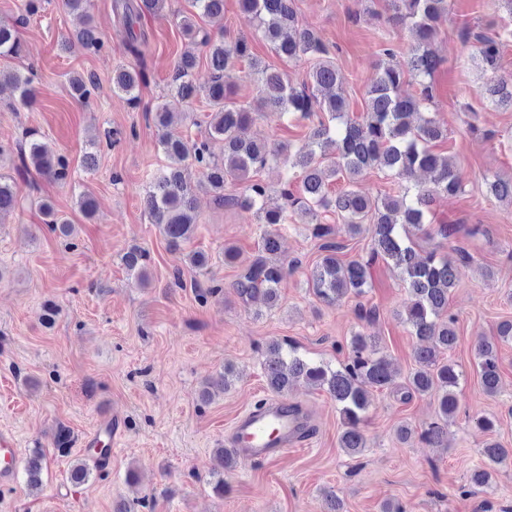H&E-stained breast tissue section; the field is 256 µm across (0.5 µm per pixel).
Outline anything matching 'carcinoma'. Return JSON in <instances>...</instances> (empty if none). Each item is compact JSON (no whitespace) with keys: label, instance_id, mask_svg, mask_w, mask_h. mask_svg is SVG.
<instances>
[{"label":"carcinoma","instance_id":"obj_1","mask_svg":"<svg viewBox=\"0 0 512 512\" xmlns=\"http://www.w3.org/2000/svg\"><path fill=\"white\" fill-rule=\"evenodd\" d=\"M166 2L114 0L113 11L123 25L130 52L140 53V46L147 43L145 31L137 27L142 17L160 12ZM64 4L68 11L84 18L83 26L65 37L64 49L78 47L93 54L104 50L105 40L89 14L91 0H64ZM239 4L244 12L257 18L262 40L279 58H308L313 65L301 86L295 87L285 70L260 59L247 40L226 43L222 37L200 33L197 18L224 16V0H192L194 11L181 16L179 26L191 43L203 47L211 76L205 86L195 83L193 75L199 57L192 50L176 60L167 99L151 110L159 131V146L168 164L146 186L145 207L174 249L181 248L194 232L198 188L213 193L217 205L250 212L257 223L267 225L258 243L257 257L233 284L237 296L254 307L258 316L281 301L285 270L277 260L281 249L278 227L288 223L290 216L307 218L312 225L311 235L323 241L321 257L310 275L313 295L319 301L333 305L350 294H364L372 285V270L378 261L396 269L408 292L400 316L421 341L408 385L415 393L436 397L438 419L421 432V437L438 443L447 433L448 422L457 414L455 389L463 377L458 365L444 358L458 339L457 318L448 313V292L457 285L470 260L462 249L456 250L454 257L441 255L435 248L422 255L415 241L419 234L429 239H447L460 231L459 225L438 218L431 209L436 197L461 193L463 178L449 157L431 150V144L445 133L434 119L421 112L431 97L432 77L442 63L432 50V43L437 23L448 15V0H390L391 19L408 26L413 44L401 60L394 48L383 49L386 62L367 85L366 112L356 117L350 115L343 78L330 49L312 29L299 24L293 0H239ZM25 21L24 16L14 22L0 21V56L17 57L25 51L19 33ZM462 39L478 44L476 60L486 77L482 95L492 104L512 110V77L501 74V37L465 30ZM240 61L248 62V78L262 106L288 118L311 121L304 144L270 147L242 137L258 113L250 107L226 104L235 95V85L227 78ZM409 78L420 86L417 97L401 92ZM5 80L14 88L22 106L35 102L37 89L31 70L0 73V83ZM144 82L141 70L122 64L113 71L112 93L133 105ZM71 86L74 96L82 102L99 89L92 74L72 79ZM198 97L205 98L210 107L203 120L205 134L189 140L170 129V116L172 109ZM214 142L223 146L219 156L212 151ZM13 151L17 152L20 174L34 170L59 183L70 177L67 158L34 133L14 149L0 144V156ZM272 161L281 163L286 171L277 190L283 204L274 207L267 204L271 189L256 179L257 173ZM187 165L199 172L195 186L185 180ZM372 169L398 180L397 194L372 198L357 190L356 180ZM340 176L347 177L349 186L332 195L329 186ZM229 186L240 191L224 193ZM486 188L498 201L512 205V179L496 176L486 182ZM19 202L15 180L1 174L0 216L16 209ZM38 210L51 232L64 238L73 234L72 224L58 217L50 202H40ZM324 212L341 216L350 236L371 233L368 259L345 261L340 257L344 246L332 240L335 228L322 222ZM123 262L137 284L145 285L147 254L136 249L123 256ZM476 359L482 390L495 394L500 383L496 344L479 339ZM263 370L269 390L278 396H287L293 383L300 379L324 390L336 402L341 416L339 447L350 456L361 455L367 448L362 425L371 405V391L391 385L396 377L392 362L380 354L376 341L360 332L352 336L346 359L336 368L305 357L287 341H273L265 349ZM53 445L59 453L69 454L70 430L60 427ZM214 455L219 470L214 490L220 494L224 492V471L235 468L238 460L228 448H217ZM481 456L483 464L470 473L466 495L489 486L494 466L511 460L512 448L490 441L484 444ZM44 464L42 449L29 450L25 463L28 488L41 486ZM94 471L96 467L88 459L79 458L69 471L70 481L84 485Z\"/></svg>","mask_w":512,"mask_h":512}]
</instances>
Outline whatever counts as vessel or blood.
<instances>
[{
  "label": "vessel or blood",
  "mask_w": 512,
  "mask_h": 512,
  "mask_svg": "<svg viewBox=\"0 0 512 512\" xmlns=\"http://www.w3.org/2000/svg\"><path fill=\"white\" fill-rule=\"evenodd\" d=\"M313 429L300 403L264 398L233 423L228 439L238 460L254 463L283 457L288 449L309 446ZM19 450L13 435L0 432V488L14 480Z\"/></svg>",
  "instance_id": "1"
}]
</instances>
